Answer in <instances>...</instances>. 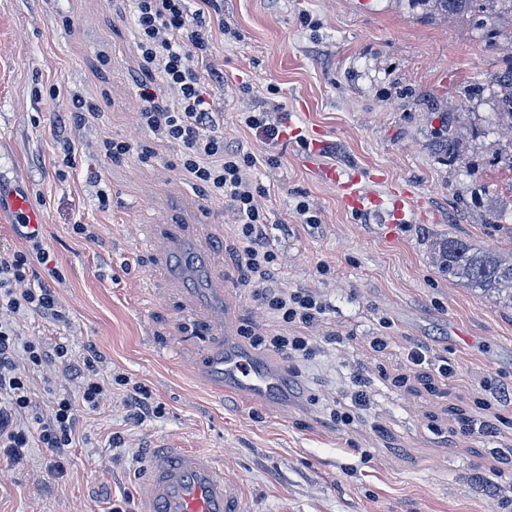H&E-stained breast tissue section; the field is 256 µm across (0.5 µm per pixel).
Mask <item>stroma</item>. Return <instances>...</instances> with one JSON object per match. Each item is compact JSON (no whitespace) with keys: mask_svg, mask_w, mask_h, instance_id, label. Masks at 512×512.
Masks as SVG:
<instances>
[{"mask_svg":"<svg viewBox=\"0 0 512 512\" xmlns=\"http://www.w3.org/2000/svg\"><path fill=\"white\" fill-rule=\"evenodd\" d=\"M225 32L210 85L224 132L259 157L268 234L280 249L272 283L313 288L326 302L309 328L313 352L288 358L300 395L277 411L215 395L195 371L212 345L274 331L236 266L230 204L202 196L176 168L178 150L139 126V70L128 0H0V247L25 241L10 198L23 194L43 215L42 235L63 279L58 317L12 316L19 340L61 343L99 377L145 385L157 415L131 419L122 390L83 411L62 477L48 449L20 462L0 455V512H136L139 475L154 446L175 441L209 455L241 483L253 512H512V309L494 295L444 276L428 239L448 234L476 247H512V151L493 120L486 88L511 46L491 50L467 16H425L407 0H223ZM107 96L99 118L67 124L72 165L52 124L67 111L49 86ZM268 97L285 106L276 145L240 125L238 114ZM459 113L460 160H435L430 144L441 108ZM105 136L151 146L155 156L115 164L97 155ZM275 154L278 163L263 164ZM358 172L373 196L348 209L320 171ZM98 172L110 197L99 210L86 184ZM479 197L459 214V199ZM317 223H305L298 205ZM504 211L501 224L489 212ZM83 223L97 235L75 234ZM184 247L217 257L224 293L194 286L161 249L172 225ZM328 273H320V265ZM232 308L229 335L212 334ZM384 337L385 350L373 345ZM425 346L458 366L441 386L433 366H412ZM29 429L78 384L57 363L30 372ZM371 403L351 405L357 386ZM350 413L349 425L336 415ZM120 437V447L109 441Z\"/></svg>","mask_w":512,"mask_h":512,"instance_id":"1","label":"stroma"}]
</instances>
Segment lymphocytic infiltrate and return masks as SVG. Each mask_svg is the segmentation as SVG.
<instances>
[{
  "instance_id": "obj_1",
  "label": "lymphocytic infiltrate",
  "mask_w": 512,
  "mask_h": 512,
  "mask_svg": "<svg viewBox=\"0 0 512 512\" xmlns=\"http://www.w3.org/2000/svg\"><path fill=\"white\" fill-rule=\"evenodd\" d=\"M196 4L192 11L187 0H132L140 69L159 77L165 88L160 95L151 84H142L138 121L157 140L177 146V166L196 189L211 200L230 201L241 243L238 264L280 328L268 343L303 357L310 352L309 338L285 335L284 329L318 324L326 304L312 289L287 291L268 284L279 252L266 241L268 214L257 201L263 189L251 175L258 159L227 139L224 115L213 111L208 101V84L224 78L223 72L206 63L212 39L207 18L218 11V0H196ZM22 236L24 248L0 249V311L33 310L57 316L58 301L49 282L59 279L60 273L41 235L28 229ZM20 353L33 367L66 362L80 383L79 400L58 399L53 414L35 434L18 422L32 405L30 379L16 361ZM94 363L91 356L79 362L70 359L63 345L51 348L40 340L17 343L11 322L0 321V455L20 461L34 439L64 454L74 440L78 405L97 409L113 387L93 378Z\"/></svg>"
}]
</instances>
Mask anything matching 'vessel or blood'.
I'll use <instances>...</instances> for the list:
<instances>
[{"mask_svg": "<svg viewBox=\"0 0 512 512\" xmlns=\"http://www.w3.org/2000/svg\"><path fill=\"white\" fill-rule=\"evenodd\" d=\"M345 201L360 209L355 181L336 170L325 173ZM206 374L212 389L251 403L287 402L288 377L268 358L232 345L215 346ZM138 512H252L237 480L226 476L210 457L163 444L141 473Z\"/></svg>", "mask_w": 512, "mask_h": 512, "instance_id": "obj_1", "label": "vessel or blood"}]
</instances>
